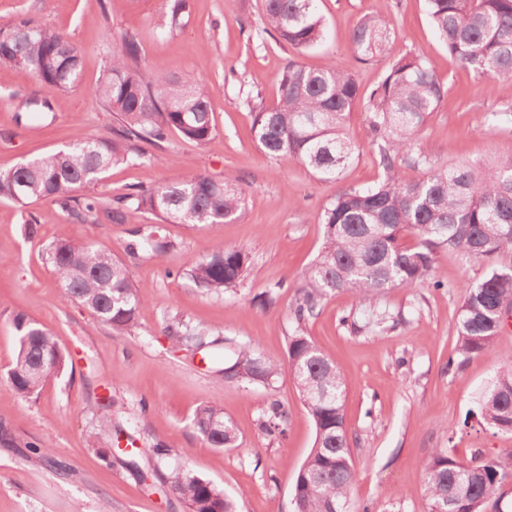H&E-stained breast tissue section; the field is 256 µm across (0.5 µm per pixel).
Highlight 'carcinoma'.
I'll use <instances>...</instances> for the list:
<instances>
[{
	"instance_id": "1",
	"label": "carcinoma",
	"mask_w": 512,
	"mask_h": 512,
	"mask_svg": "<svg viewBox=\"0 0 512 512\" xmlns=\"http://www.w3.org/2000/svg\"><path fill=\"white\" fill-rule=\"evenodd\" d=\"M317 0H264L263 32L297 51L318 44L325 33ZM428 13L448 54L482 76L512 75V0H427ZM188 0H169L163 27L172 32L189 17ZM393 32L376 15L363 16L348 35V48L360 61L389 54ZM137 43L124 39L112 55L103 82L93 91L116 119L110 138L82 133L56 152L41 154L0 172V198L27 205L51 200L85 221L105 212L124 223L128 208L143 209L165 222L218 229L236 217L244 205L239 179H214L202 172H185L174 181L131 189L117 204L102 208L75 192L100 180L110 169L146 155V147H161L172 130L204 144L216 132L209 104V86L193 73L154 77L141 65ZM0 64L34 75L53 92L67 91L78 78L81 51L66 36L35 19L24 17L0 27ZM279 100L260 107L254 133L259 148L281 163L299 161L324 179H336L359 156L347 133L352 108L360 96L356 79L336 61L318 70L291 59L278 77ZM446 95L431 61L420 52L395 58L368 96L371 141L377 145L382 180L363 189L342 190L325 209L323 243L298 286L288 337V373L314 427L313 447L299 467L292 490L293 512H350L354 483L344 421L346 385L333 361L304 333L306 321L329 291H346L363 299L387 288L425 281L435 288V257L451 250L469 262L486 263L483 279L466 286L456 324V357L448 366L489 350L499 335L503 310L512 306V267L491 260L512 250V160L492 167L428 165L417 135ZM406 162L427 168L424 178L407 183L400 176ZM412 235L416 244L403 243ZM173 247L149 226L134 232L127 252L136 258L148 252L163 261ZM45 260L65 295L87 307L117 332L137 324L147 298L137 290L127 265L102 248L74 243L62 232L49 245ZM248 256L225 248L192 266L187 276L206 294L236 290L246 279ZM18 352L9 371L13 389L30 398L58 375L66 359L52 331L28 315L13 318ZM179 348L202 346V333L182 322L167 326ZM211 368L237 370V381L272 384L283 365L265 358L256 344L213 340L206 351ZM479 413L491 428L512 432V353L502 355L491 387L480 400ZM288 409L271 403L263 421L269 435L286 433ZM194 423L213 448H230L237 439L233 422L216 407L203 405ZM122 425L109 414L100 416L90 435L91 447L104 459L112 451L139 469L135 448L114 449L112 433ZM423 495L429 512H485L486 503L512 478V453L496 459L477 458L467 467L437 450L426 462ZM166 482L189 512H235L233 500L187 465L175 466Z\"/></svg>"
}]
</instances>
